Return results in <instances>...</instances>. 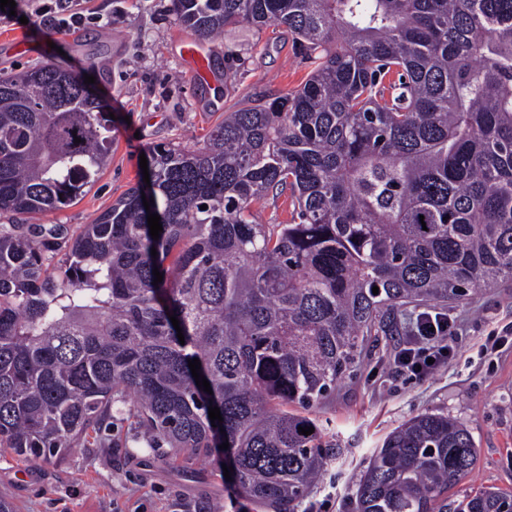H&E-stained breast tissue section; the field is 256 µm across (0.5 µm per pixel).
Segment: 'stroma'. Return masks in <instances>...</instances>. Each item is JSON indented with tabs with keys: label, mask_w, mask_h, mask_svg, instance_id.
Returning a JSON list of instances; mask_svg holds the SVG:
<instances>
[{
	"label": "stroma",
	"mask_w": 512,
	"mask_h": 512,
	"mask_svg": "<svg viewBox=\"0 0 512 512\" xmlns=\"http://www.w3.org/2000/svg\"><path fill=\"white\" fill-rule=\"evenodd\" d=\"M96 22L59 33L27 6L0 24V76L50 59L94 76L91 90L114 115V145L98 181L77 203L33 215L35 224L71 230L95 218L143 177L140 155L158 143L202 146L227 112L247 100L299 89L314 63L281 26L226 27L209 44L219 80L196 84L182 62L185 29L171 0H91ZM27 49H15L18 39ZM455 348L446 366L425 378L395 363L404 336H382L336 393L313 412L339 452L295 512H355V485L375 448L411 416L444 412L467 425L478 448L475 481L461 490L512 491V281L451 304ZM503 338L491 352L494 338ZM223 457L166 455L139 444L127 416L115 415L105 441L63 455L19 459L0 448V497L18 512H257L224 478Z\"/></svg>",
	"instance_id": "35a3bbf8"
}]
</instances>
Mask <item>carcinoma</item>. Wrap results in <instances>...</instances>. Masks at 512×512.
<instances>
[{"label":"carcinoma","instance_id":"obj_1","mask_svg":"<svg viewBox=\"0 0 512 512\" xmlns=\"http://www.w3.org/2000/svg\"><path fill=\"white\" fill-rule=\"evenodd\" d=\"M171 10L200 39L275 23L316 66L296 92L226 113L199 148H150V209L136 186L77 233L0 227V447L81 448L132 397L140 441L203 456L227 442L245 496L294 512L331 456L309 412L368 344L412 309L512 280V0ZM111 151L108 105L72 72L48 60L0 78V211L74 204ZM272 192L289 223L256 220ZM477 457L458 419L412 416L360 477L356 512H505L512 493L495 486L448 499Z\"/></svg>","mask_w":512,"mask_h":512}]
</instances>
